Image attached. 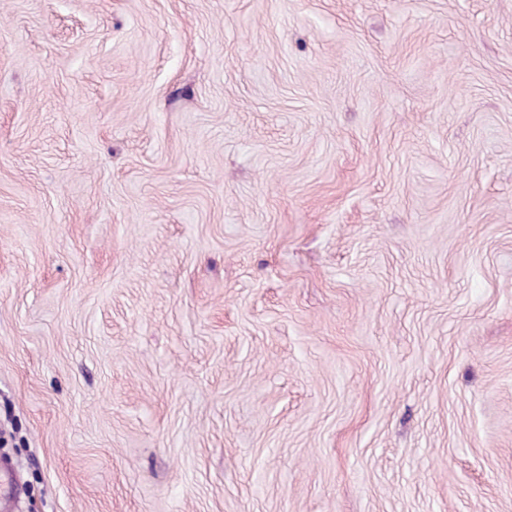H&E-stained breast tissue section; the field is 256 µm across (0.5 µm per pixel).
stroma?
Returning a JSON list of instances; mask_svg holds the SVG:
<instances>
[{
	"label": "stroma",
	"mask_w": 512,
	"mask_h": 512,
	"mask_svg": "<svg viewBox=\"0 0 512 512\" xmlns=\"http://www.w3.org/2000/svg\"><path fill=\"white\" fill-rule=\"evenodd\" d=\"M16 512H512V0H0Z\"/></svg>",
	"instance_id": "35a3bbf8"
}]
</instances>
